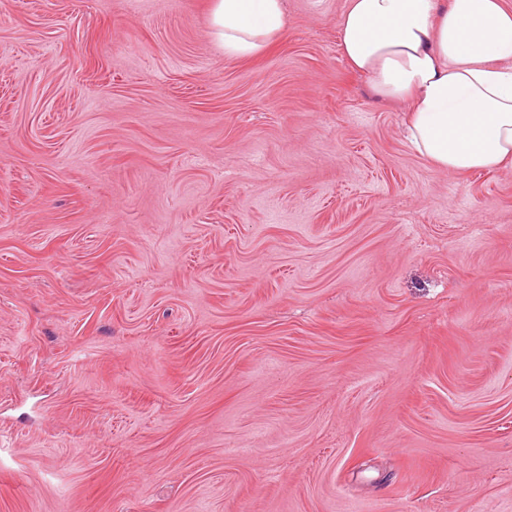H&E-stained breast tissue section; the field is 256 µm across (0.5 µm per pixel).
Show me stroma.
Instances as JSON below:
<instances>
[{"instance_id":"35a3bbf8","label":"stroma","mask_w":512,"mask_h":512,"mask_svg":"<svg viewBox=\"0 0 512 512\" xmlns=\"http://www.w3.org/2000/svg\"><path fill=\"white\" fill-rule=\"evenodd\" d=\"M347 0H0V512H512V168L417 154ZM209 23L224 56L252 60L288 34L284 0H211Z\"/></svg>"}]
</instances>
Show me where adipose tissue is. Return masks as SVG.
Segmentation results:
<instances>
[{
  "mask_svg": "<svg viewBox=\"0 0 512 512\" xmlns=\"http://www.w3.org/2000/svg\"><path fill=\"white\" fill-rule=\"evenodd\" d=\"M225 58L252 60L288 33L284 0H210ZM339 49L374 94L407 103L404 136L456 173L512 167V9L503 0H348Z\"/></svg>",
  "mask_w": 512,
  "mask_h": 512,
  "instance_id": "1",
  "label": "adipose tissue"
}]
</instances>
